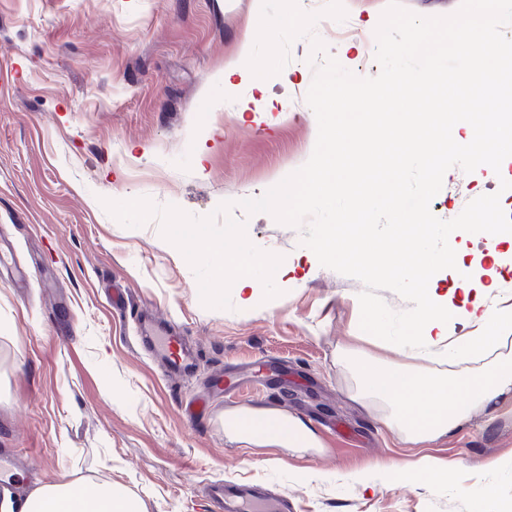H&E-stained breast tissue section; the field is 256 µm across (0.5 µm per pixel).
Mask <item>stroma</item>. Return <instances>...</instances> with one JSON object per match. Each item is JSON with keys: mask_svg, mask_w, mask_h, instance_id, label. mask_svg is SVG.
Returning <instances> with one entry per match:
<instances>
[{"mask_svg": "<svg viewBox=\"0 0 512 512\" xmlns=\"http://www.w3.org/2000/svg\"><path fill=\"white\" fill-rule=\"evenodd\" d=\"M320 18L267 79L224 85L251 32L254 0H0V490L112 481L143 512H214L215 481L259 485L292 512H512V415L474 410L452 437L401 441L353 399L346 349L362 339L356 278L320 265L303 230L241 200L263 195L311 157L317 120L306 101L312 38L359 77L379 74L374 26L388 0H342L370 21L364 43L339 36L327 0H297ZM284 99L286 111L238 112ZM512 161L500 171L450 168L431 202L443 220L499 194L512 214ZM146 197L203 217L233 202L281 274L250 309L203 306L182 253L158 221L130 228L102 199ZM173 325L195 361L169 377L136 346V316ZM235 370L232 404L214 385ZM212 410L185 417L190 398ZM262 407L309 422L318 445L247 446L227 416ZM459 462L453 485L353 481L384 458Z\"/></svg>", "mask_w": 512, "mask_h": 512, "instance_id": "35a3bbf8", "label": "stroma"}]
</instances>
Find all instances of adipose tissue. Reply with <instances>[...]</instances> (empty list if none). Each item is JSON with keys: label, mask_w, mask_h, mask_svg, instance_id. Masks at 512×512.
<instances>
[{"label": "adipose tissue", "mask_w": 512, "mask_h": 512, "mask_svg": "<svg viewBox=\"0 0 512 512\" xmlns=\"http://www.w3.org/2000/svg\"><path fill=\"white\" fill-rule=\"evenodd\" d=\"M343 180L336 170V153L328 151L327 164L314 178L308 179L303 194L286 184L275 183L269 189L280 214L293 211L299 200L331 202ZM383 209L390 211L395 223L390 240L371 238L370 252L340 249L336 236L346 224L362 215ZM421 200H408L390 174H383L372 192L358 202L357 208L336 215L321 240L324 250L338 249L343 262L369 266V255L382 250L389 253V265L399 282L415 295L417 310L400 335L383 337V344L396 350H409L426 359L423 367L410 366L374 356H365L356 367L354 396L368 408H380V421L393 433L415 444L431 443L452 436L476 408L492 415L512 413V349L502 331L512 327V296L488 303L484 289L475 287V268L467 264L454 241L463 234L481 237L498 244H512V230L507 226L452 224L448 227L451 248L432 249V227L423 221ZM450 271L458 294L439 293L435 286L441 271ZM278 276L277 264L250 250L226 254L213 271V282L231 279L238 301L250 308L256 299L258 284ZM456 317L473 325L464 336L449 334L448 319ZM249 426L242 433L243 442L288 448H311L317 438L311 428L298 419L282 424L271 420L268 410L246 408L241 412ZM375 468L395 482L415 480L422 470H429L433 482L451 484L458 470L456 461H439L425 467L423 459L397 465L379 460ZM0 512H141L138 504L121 487L105 482L94 492L83 484L60 480L43 484L27 496L11 492L0 494Z\"/></svg>", "instance_id": "obj_1"}]
</instances>
